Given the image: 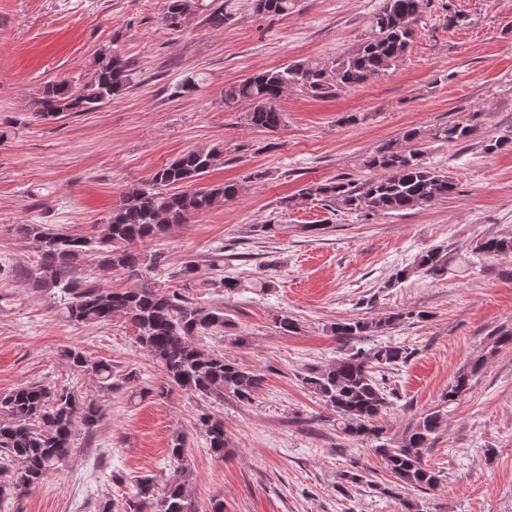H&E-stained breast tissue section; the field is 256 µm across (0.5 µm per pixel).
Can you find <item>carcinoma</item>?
<instances>
[{
  "label": "carcinoma",
  "instance_id": "carcinoma-1",
  "mask_svg": "<svg viewBox=\"0 0 512 512\" xmlns=\"http://www.w3.org/2000/svg\"><path fill=\"white\" fill-rule=\"evenodd\" d=\"M294 0H255L256 11L266 16L288 14ZM419 0H382L371 17L368 34L331 64L293 62L254 73L224 87V104L249 105L244 114L253 128L274 132L283 121L277 101L283 93L298 90L315 98L329 99L341 91L361 85L391 68L408 52L415 40ZM202 12L213 28L224 26V5L215 8L205 0H168L163 14L165 26L181 27L184 16ZM133 63L112 48L101 49L93 59L91 72L74 89L65 81L47 82L34 102L37 115L51 119L59 115L94 112L123 92L131 80ZM480 114L430 130L410 128L401 139L389 140L371 155L366 164L380 176L365 182L338 178L307 184L298 196L311 198L328 207L366 216L388 214L426 206L456 193L454 178L423 162L422 142L426 139L459 144L477 132ZM224 151L213 147L183 152L157 169L142 188L126 191L112 213L91 236L52 231L45 224H20L17 232L38 253L31 287L37 291L60 289L68 296L65 319L77 325L102 324L115 318L134 329L135 340L161 371L164 385L160 392L177 387L215 402L229 394L249 404L266 375L224 353L206 350L196 342L205 334L222 333L232 321L224 309L199 305L176 290L167 291L148 283L138 288H104L91 280L72 275L76 261L91 255L97 265L136 275L145 262L157 267L162 253L148 259L141 247L163 238L175 224H186L235 198L242 185L224 182L198 189L193 185L215 167L223 164ZM473 253L488 257L512 254V235L482 238ZM464 258L437 248L416 255L413 264L395 274L400 282L415 273L434 280L448 276V270L461 269ZM423 318L424 312H391L375 317L338 320L331 333L343 342L370 336H383L405 319ZM502 348H512V328L496 333L491 348L470 359L448 384L442 399L456 400L471 387L472 379ZM67 365L96 380L102 389L112 390V365L94 361L77 348L63 351ZM412 351L404 345L384 344L365 350L361 347L340 351L331 364L309 369L300 380L330 411L332 426L353 441L379 438L384 427L380 417L393 405L394 393L387 388L385 370L409 361ZM103 418L97 399L73 389L53 391L31 383L0 394V506L18 499L41 485L66 462L77 431L94 434ZM210 452L219 459L228 454L229 440L224 419L204 410L198 415ZM445 421L436 409L423 414L394 446L380 445L388 474L398 486L430 490L440 482L439 472L423 460ZM188 441L185 433L172 434L167 448L174 477L160 489L153 479L139 480L126 500L127 512H198L192 496L193 472L187 464Z\"/></svg>",
  "mask_w": 512,
  "mask_h": 512
}]
</instances>
